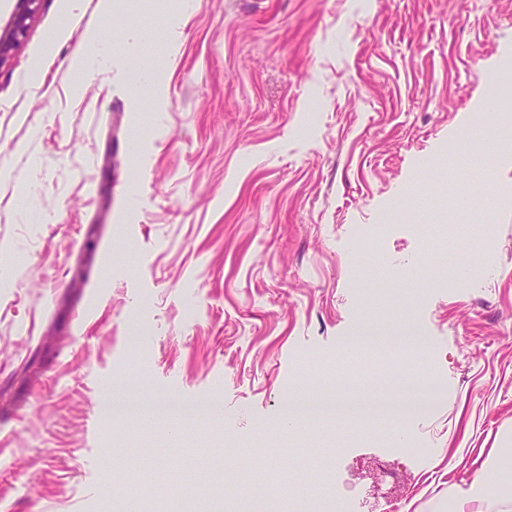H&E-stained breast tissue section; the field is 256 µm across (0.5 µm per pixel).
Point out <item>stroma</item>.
Listing matches in <instances>:
<instances>
[{
  "label": "stroma",
  "instance_id": "35a3bbf8",
  "mask_svg": "<svg viewBox=\"0 0 512 512\" xmlns=\"http://www.w3.org/2000/svg\"><path fill=\"white\" fill-rule=\"evenodd\" d=\"M151 80L131 74L123 32ZM113 43L96 80L80 43ZM512 0H38L0 65V512H107L142 473L106 400L210 401L199 491L258 473L268 512L284 409L356 325L419 321L444 387L423 461L350 424L324 480L347 512H434L512 430V143L493 180L439 157L512 115ZM386 223L378 253L360 228ZM456 228L459 240L430 236ZM311 370L299 375L297 360Z\"/></svg>",
  "mask_w": 512,
  "mask_h": 512
}]
</instances>
